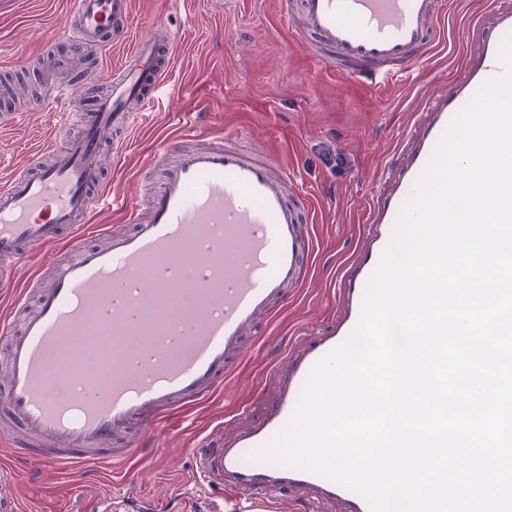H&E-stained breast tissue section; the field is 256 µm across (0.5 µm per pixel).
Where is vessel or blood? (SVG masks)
<instances>
[{
	"mask_svg": "<svg viewBox=\"0 0 512 512\" xmlns=\"http://www.w3.org/2000/svg\"><path fill=\"white\" fill-rule=\"evenodd\" d=\"M295 41L346 82H405L441 43L440 0H279ZM132 0H69L65 19L75 37L41 34L48 46L77 56L128 43L127 52L95 81L63 79L46 95L69 105L52 122L48 142L24 167L0 179V440L16 455L69 469L94 460L118 464L144 456L152 430L186 417L223 391L251 350L287 310L310 273L314 238L307 197L288 186L268 157L245 152L238 130L190 148L185 137L155 151L163 173L146 207L109 196L99 158L108 144L124 149L138 112L164 83L173 38L149 28L132 33ZM477 56L448 91L425 105L403 162L376 192L358 253L339 270L342 311L319 336H297L276 366L278 390L258 425L229 431L216 418L194 449L192 480L243 493L262 487L278 500L296 487L346 512H370L366 500L315 473L245 456L289 419L315 363L356 325L366 284L389 244L400 207L458 111L481 84L501 72V33L512 30V0L489 17ZM0 103L13 125L32 102L0 81ZM102 207L126 228L104 230V244L84 246L76 234ZM66 248L51 265L52 284L24 260ZM37 289V303L23 297ZM94 360V376H75L71 350ZM0 512H21L16 468L0 465Z\"/></svg>",
	"mask_w": 512,
	"mask_h": 512,
	"instance_id": "obj_1",
	"label": "vessel or blood"
}]
</instances>
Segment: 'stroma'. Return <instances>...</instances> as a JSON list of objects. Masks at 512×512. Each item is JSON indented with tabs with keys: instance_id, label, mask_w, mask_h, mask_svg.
<instances>
[{
	"instance_id": "stroma-1",
	"label": "stroma",
	"mask_w": 512,
	"mask_h": 512,
	"mask_svg": "<svg viewBox=\"0 0 512 512\" xmlns=\"http://www.w3.org/2000/svg\"><path fill=\"white\" fill-rule=\"evenodd\" d=\"M445 38L416 71L412 82L387 87L350 86L322 69L295 44L278 0H134L135 24L153 22L178 38L167 86L133 130L122 154L105 159L106 190L146 200L160 175L148 170L158 140L173 138L174 115L199 116L202 131L219 136L244 127L249 144L269 153L310 201L309 225L316 248L308 281L287 312L267 331L226 389L196 410L195 426L169 420L152 437L147 462L127 469L82 465L59 471L44 463H17L23 478L18 498L24 512H97L111 499L119 512L132 498L155 500L161 512H240L218 489L190 479L192 448L218 416H237L240 428L258 421L275 397L273 370L298 327L328 325L336 315L331 288L336 272L357 246L374 191L399 165L407 137L425 102L449 89L475 56L494 0H446ZM66 0H0V64L26 69L27 86L38 83L28 64L59 65L40 32L62 22ZM54 106L33 105L12 127L0 131V173L22 166L46 130Z\"/></svg>"
}]
</instances>
